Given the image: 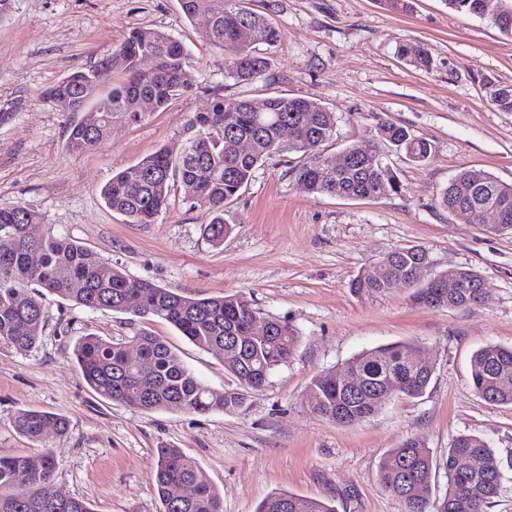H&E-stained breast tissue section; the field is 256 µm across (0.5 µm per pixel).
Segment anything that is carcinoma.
<instances>
[{
    "label": "carcinoma",
    "mask_w": 512,
    "mask_h": 512,
    "mask_svg": "<svg viewBox=\"0 0 512 512\" xmlns=\"http://www.w3.org/2000/svg\"><path fill=\"white\" fill-rule=\"evenodd\" d=\"M180 4L190 20L199 12H211V26L201 38L224 53L227 77L248 83L265 74L268 62L259 54V46L271 45L279 38V31L266 17L244 6V0H180ZM448 6L457 12L486 16L484 0H448ZM500 8L502 16L491 22L512 37V0H500ZM245 24L253 30L252 43L246 48L237 43L238 30ZM398 54L419 69L432 66L424 48L413 52L401 45ZM147 58L156 64L144 71L140 64ZM112 68L121 70L125 80L104 96L87 89V68L67 74L46 90L45 98H65L73 112L83 111L102 97L112 100V111L99 113L97 125L79 122L69 127L67 152L80 154L99 147L112 124L137 117L142 100L149 99L161 108L194 83L183 45L152 29L130 32L112 52ZM264 102L265 110L258 112L251 99L227 103L216 97L208 111L190 119L195 136L179 156L174 158L161 148L136 164L142 171L139 179H132L129 168L114 174L101 190L106 206L130 224H154L167 211L172 192L181 186L212 214L203 232L218 246L230 231L224 224V207L274 153L281 122L294 129L295 152L313 155L295 174L314 195L372 201L381 194L396 193L397 174L384 163L380 147L393 146L414 162H424L432 153L428 141L403 126L384 122L377 140L346 148L352 161L338 170L331 166L335 158L316 153L336 129L334 113L303 97L272 96ZM239 139L250 141V153L235 151ZM464 205L497 208V230L512 232V185L485 171L464 169L449 182L440 206L452 211ZM40 223L41 214L26 206L0 208L1 344L19 353L37 347L45 327L43 297L48 293L90 311L111 310L167 322L198 348L224 353V365L238 381V388L224 392L209 389L162 337L145 329L132 337L139 348L138 360L128 356L127 345L94 334L78 340L73 359L86 384L105 399L144 411L180 409L196 414L240 409L245 393L262 389L273 370L291 359L298 336L278 321H267L268 333L251 347L236 344L234 337L246 335L260 319L246 296L192 297L176 288L134 279L66 234L50 230L39 238L31 236L29 225ZM427 257L428 251L421 246L397 248L379 277L360 274L350 288L358 294L374 295L401 284L414 288V302L427 308H470L488 302L490 289L483 287L484 280L471 269H456L465 288L455 297H448V289L439 287L435 277L419 284ZM130 294L137 297L132 304L126 300ZM417 354L411 344H389L359 353L344 366L357 386L347 385L340 373L316 378L306 393V404L328 422L349 426L375 414L395 396L420 397L431 383L434 367L420 364ZM470 377L483 400L512 406V347L489 344L479 348L470 359ZM13 426L32 442L41 441L49 427L59 435L68 431L65 418L37 410L20 411ZM471 458L479 460L480 466L467 467L466 460ZM54 471L50 448L35 456H0V512H93L90 503L62 490H49ZM446 474L444 496L431 498L432 456L421 442L408 438L386 453L378 477L384 490L403 503L404 512H485L503 489L500 460L477 436L454 439L448 448ZM154 481L163 512H222L221 495L205 470L179 448L158 449ZM255 512L336 509L319 499L279 492L265 498Z\"/></svg>",
    "instance_id": "obj_1"
}]
</instances>
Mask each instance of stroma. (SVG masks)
I'll use <instances>...</instances> for the list:
<instances>
[{
    "mask_svg": "<svg viewBox=\"0 0 512 512\" xmlns=\"http://www.w3.org/2000/svg\"><path fill=\"white\" fill-rule=\"evenodd\" d=\"M281 38L263 48L266 73L249 84L224 76V56L200 39L205 19H187L179 0H9L0 15V208L41 213L34 236L69 235L133 278L199 297L242 294L263 318L299 336L288 363L266 386L247 393L233 413L144 411L104 399L81 378L71 353L93 332L130 342L139 329L162 336L210 389L236 380L218 355L174 328L130 313L90 311L46 295L39 345L18 353L0 343V455L55 456V487L90 502L94 512H163L153 481L158 448L195 458L223 498L224 512H255L275 492L332 501L336 512H403L378 481L384 453L408 438L432 455L433 497L447 488L443 464L457 436L494 448L504 488L488 512H512V407L485 402L470 383L477 349L512 346V234L469 223L438 199L461 169H481L512 184V112L499 111L494 85H512V38L447 0H413L399 12L382 0H248ZM137 29L164 32L184 45L193 88L166 107L113 124L98 149L66 152L68 125L83 113L58 111L44 92L66 74L94 66ZM422 46L433 58L422 71L397 54ZM303 97L336 115L319 151L339 156L377 139L382 122L408 128L432 145L421 163L387 149L385 163L401 188L375 201L308 193L293 173L302 154L271 155L227 204L231 231L212 246L211 220L177 190L153 224H129L100 191L119 171L158 149L179 155L190 117L215 97ZM428 250L431 272L463 267L488 285L486 304L422 308L397 286L381 295L351 291L350 281L392 250ZM411 343L435 367L418 398H396L374 415L338 426L311 413L305 394L314 376L340 369L362 351ZM24 409L60 414L69 432H46L36 444L18 435Z\"/></svg>",
    "mask_w": 512,
    "mask_h": 512,
    "instance_id": "35a3bbf8",
    "label": "stroma"
}]
</instances>
